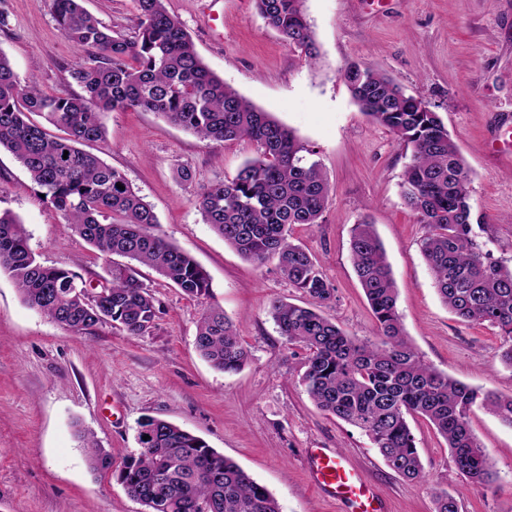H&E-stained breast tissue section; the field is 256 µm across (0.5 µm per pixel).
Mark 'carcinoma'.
<instances>
[{
	"instance_id": "1",
	"label": "carcinoma",
	"mask_w": 512,
	"mask_h": 512,
	"mask_svg": "<svg viewBox=\"0 0 512 512\" xmlns=\"http://www.w3.org/2000/svg\"><path fill=\"white\" fill-rule=\"evenodd\" d=\"M48 2L61 33L80 53L70 76L81 92L47 94L35 82L20 85L0 51V149L25 168L75 234L100 254L129 262L112 263L98 284L103 296L92 307L80 296L91 284L74 270L41 263L28 248L25 225L0 210V271L9 273L24 302L75 334L110 321L137 337L154 326L159 312L137 265L153 269L190 298L209 294L207 272L154 233L158 218L125 175L83 149L104 140L103 112H154L203 141L248 139L258 155L233 179L202 187L197 206L225 243L260 266L277 261L290 284L308 296L306 306L273 300L269 314L286 343L307 352L301 382L311 399L321 411L362 430L386 465L406 480L425 481L410 426L421 418L444 438L470 483L492 486L497 475L472 431L471 413L482 407L512 426V397L464 384L424 362L404 332L397 288L373 224L353 226L350 253L378 339L350 336L323 314L335 288L319 260L290 241L289 229L320 223L330 187L319 164L301 155L304 147L292 132L210 71L165 0H135L138 24L130 38L104 26L81 0ZM254 6L288 44L315 59L303 0H254ZM342 73L360 110L410 152L402 197L427 228L422 252L442 302L462 322L497 327L504 338L501 362L512 369V267L493 260L476 240L474 227L482 224L470 204V171L447 128L427 102L381 71L351 62ZM33 113L61 134L31 122ZM195 346L226 373L239 371L248 359L232 320L219 307L200 317ZM81 439L93 470L112 469V457L91 436ZM138 440L139 454L124 462L118 478L147 512H280L265 486L180 426L151 417L140 424ZM433 503V512H459L456 498L446 492L434 493Z\"/></svg>"
}]
</instances>
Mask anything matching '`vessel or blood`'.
I'll list each match as a JSON object with an SVG mask.
<instances>
[{"label":"vessel or blood","mask_w":512,"mask_h":512,"mask_svg":"<svg viewBox=\"0 0 512 512\" xmlns=\"http://www.w3.org/2000/svg\"><path fill=\"white\" fill-rule=\"evenodd\" d=\"M308 471L312 485L323 495L341 501L345 512H387L384 501L338 452L309 449Z\"/></svg>","instance_id":"obj_1"}]
</instances>
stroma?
Wrapping results in <instances>:
<instances>
[{
    "label": "stroma",
    "instance_id": "obj_1",
    "mask_svg": "<svg viewBox=\"0 0 512 512\" xmlns=\"http://www.w3.org/2000/svg\"><path fill=\"white\" fill-rule=\"evenodd\" d=\"M84 8L133 36V0H82ZM206 66L256 107L291 129L330 186L320 223L294 225L292 240L319 258L335 288L323 308L347 334L376 340L377 326L350 257L353 225L374 224L398 289L404 329L423 360L464 383L512 396L497 327L461 322L441 302L422 255L426 235L406 207L401 183L409 155L354 103L346 63L380 70L438 112L471 174L470 202L486 222L477 241L512 267V160L492 152L496 123L512 115V0H304L315 61L289 46L253 0H166ZM0 52L20 83L49 93L74 89L77 50L47 0H0ZM103 141L88 144L154 209L156 233L192 256L210 293L191 299L150 268L141 281L160 308L149 332L125 335L112 323L73 334L21 299L0 271V512H145L117 479L139 453L146 418L171 421L235 461L277 499L281 512H343L312 487L310 448H334L382 497L389 512H433V491L459 512H512V426L475 410L471 426L498 475L470 484L445 440L412 426L427 473L402 479L357 427L319 410L301 382L304 350L288 347L270 314L273 299L306 304L275 262L257 265L205 224L196 206L204 185L232 179L258 154L255 143L203 142L157 114L108 111ZM192 178L184 181L180 170ZM0 209L15 213L28 246L47 265L98 282L108 263L63 224L39 188L0 151ZM223 308L249 352L242 370L213 368L195 348L196 326ZM92 433L112 469L92 472L75 432Z\"/></svg>",
    "mask_w": 512,
    "mask_h": 512
}]
</instances>
